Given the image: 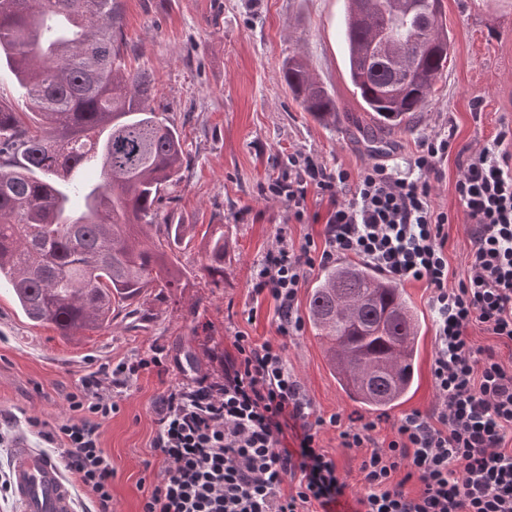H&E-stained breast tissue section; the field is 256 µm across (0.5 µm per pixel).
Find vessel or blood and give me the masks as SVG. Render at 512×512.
<instances>
[{
	"mask_svg": "<svg viewBox=\"0 0 512 512\" xmlns=\"http://www.w3.org/2000/svg\"><path fill=\"white\" fill-rule=\"evenodd\" d=\"M10 484L17 512H76L72 487L60 467L28 440L15 446Z\"/></svg>",
	"mask_w": 512,
	"mask_h": 512,
	"instance_id": "obj_1",
	"label": "vessel or blood"
}]
</instances>
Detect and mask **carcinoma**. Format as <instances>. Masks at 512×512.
<instances>
[{
    "label": "carcinoma",
    "instance_id": "cac0c4a2",
    "mask_svg": "<svg viewBox=\"0 0 512 512\" xmlns=\"http://www.w3.org/2000/svg\"><path fill=\"white\" fill-rule=\"evenodd\" d=\"M354 90L371 123L356 143L408 128L448 63L442 0H345ZM122 0H0V63L29 111L0 100V285L27 318L62 336L107 327L152 288H177L175 252L195 228L162 214L185 160L181 136L152 105L150 75L124 64ZM283 80L316 122H341L336 100L299 57ZM98 155L99 181L65 180ZM205 269L224 278V225L210 224ZM308 320L341 390L367 411L400 406L416 373L422 324L404 289L371 265L324 269Z\"/></svg>",
    "mask_w": 512,
    "mask_h": 512
}]
</instances>
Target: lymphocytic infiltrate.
<instances>
[{
    "mask_svg": "<svg viewBox=\"0 0 512 512\" xmlns=\"http://www.w3.org/2000/svg\"><path fill=\"white\" fill-rule=\"evenodd\" d=\"M453 143L450 134L424 141L415 174L376 165L355 182L344 169L289 155L287 171L265 191L299 223L310 197L327 200L323 248L278 232L250 278L253 298L273 306L277 341L235 332V352L225 355L220 376L187 379L159 395L151 446L160 469L140 512H335L347 483L316 437L318 427L339 426L340 418L318 415L283 340L302 329L297 295L306 268L339 256L363 258L397 282H425L436 315L434 411L405 414L384 448L374 442L376 422L341 428V447L363 451L357 512H512V368L468 334L477 325L512 342V133L466 160L457 192L473 226L472 248L466 274L452 286L450 218L432 205L430 177ZM169 371L158 348L101 365L67 395L73 419L42 433L47 445H63L58 462L91 493L94 512H112V461L99 429L118 406L104 384L122 387L142 373ZM289 430L292 448L284 443ZM401 469L420 482L416 495L394 481Z\"/></svg>",
    "mask_w": 512,
    "mask_h": 512,
    "instance_id": "obj_1",
    "label": "lymphocytic infiltrate"
}]
</instances>
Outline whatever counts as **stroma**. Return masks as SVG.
Instances as JSON below:
<instances>
[{
	"instance_id": "obj_1",
	"label": "stroma",
	"mask_w": 512,
	"mask_h": 512,
	"mask_svg": "<svg viewBox=\"0 0 512 512\" xmlns=\"http://www.w3.org/2000/svg\"><path fill=\"white\" fill-rule=\"evenodd\" d=\"M344 8V0H123L126 64L153 74V105L178 129L186 152L181 181L163 206L173 221L194 227L177 254L183 285L153 289L134 313L73 336L34 324L10 290L0 288V415L13 418L11 437L38 444L28 418L49 428L69 419L67 394L102 364L146 355L157 346L172 366L167 380L173 382L182 375L220 374L236 331L260 342L275 339L272 305L253 306L251 267L271 247L279 223H287L298 245L320 230L287 222L285 203L262 192L290 153L312 155L355 179L375 165L405 175L412 173L424 140L453 133L456 150L440 160L430 194L434 208L452 219L448 263L464 275L471 226L456 191L463 173L457 152L476 151L512 128V0H443L452 38L448 66L409 129L385 134L376 151L353 142L344 126L314 121L282 77L284 62L301 57L340 112L365 120L346 70ZM207 224L224 227L219 282L205 271L201 228ZM403 288L424 334L413 394L373 433L381 446L394 436L393 421L415 410L429 412L437 403L430 290L420 282ZM285 354L320 415L361 416L338 387L311 326L288 338ZM164 381L146 372L111 391L119 410L102 422L100 443L112 460L114 512L140 510L157 462L150 446L156 430L152 409ZM318 443L337 460L348 484L337 512H355L364 493L357 451L342 448L330 425L320 429Z\"/></svg>"
}]
</instances>
